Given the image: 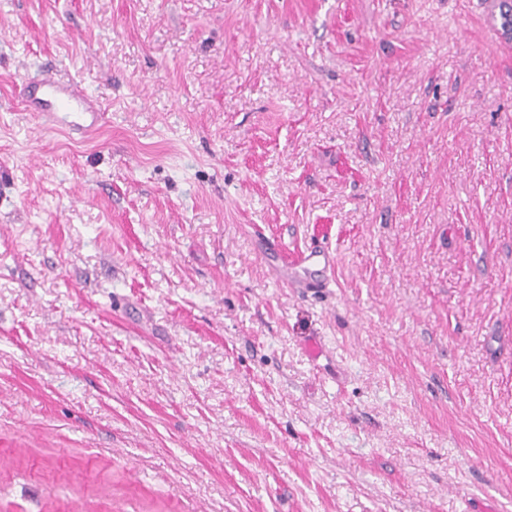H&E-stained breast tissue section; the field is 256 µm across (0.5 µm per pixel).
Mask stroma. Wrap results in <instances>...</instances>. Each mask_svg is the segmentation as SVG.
<instances>
[{
	"label": "stroma",
	"mask_w": 512,
	"mask_h": 512,
	"mask_svg": "<svg viewBox=\"0 0 512 512\" xmlns=\"http://www.w3.org/2000/svg\"><path fill=\"white\" fill-rule=\"evenodd\" d=\"M498 4L0 0V512H512ZM20 95L27 110L40 112L52 125L62 124L80 132L99 127L102 112L93 97L52 73L42 71L29 77ZM334 255L316 245H311L299 252L286 266L275 264L271 266L273 274L278 278L285 279L291 288L304 291L311 289L325 288L323 276L315 275V271H327L334 265ZM313 267H321L314 270ZM286 271V272H285Z\"/></svg>",
	"instance_id": "stroma-1"
}]
</instances>
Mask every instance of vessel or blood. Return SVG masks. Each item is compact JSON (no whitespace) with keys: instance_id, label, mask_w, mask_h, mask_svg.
<instances>
[{"instance_id":"vessel-or-blood-1","label":"vessel or blood","mask_w":512,"mask_h":512,"mask_svg":"<svg viewBox=\"0 0 512 512\" xmlns=\"http://www.w3.org/2000/svg\"><path fill=\"white\" fill-rule=\"evenodd\" d=\"M25 108L37 112L50 124H62L72 131L89 132L98 128L100 107L86 91L74 88L54 74L42 71L29 77L21 90ZM331 252L316 245L299 252L289 263L273 265L276 277L304 291L323 287L322 271L332 268Z\"/></svg>"}]
</instances>
